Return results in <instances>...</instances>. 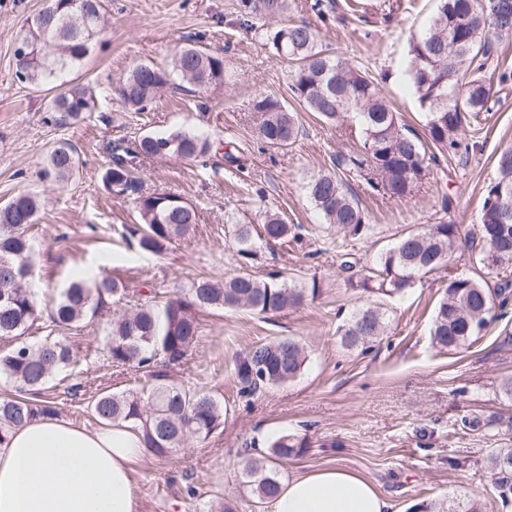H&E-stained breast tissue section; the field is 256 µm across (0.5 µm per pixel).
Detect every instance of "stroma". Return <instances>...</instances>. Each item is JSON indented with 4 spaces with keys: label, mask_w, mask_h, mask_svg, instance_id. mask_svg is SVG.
I'll return each instance as SVG.
<instances>
[{
    "label": "stroma",
    "mask_w": 512,
    "mask_h": 512,
    "mask_svg": "<svg viewBox=\"0 0 512 512\" xmlns=\"http://www.w3.org/2000/svg\"><path fill=\"white\" fill-rule=\"evenodd\" d=\"M315 2L288 0L287 18L308 22L323 48L366 67L402 122L424 134L423 113L403 73L409 38L431 16L436 0H361V16L349 10L348 0H330L332 9L323 15ZM44 4L0 0V203L26 191L41 198L29 234L42 309H50L78 266L106 269L133 290L102 316L68 330L79 364L55 379L60 419L96 428L88 403L97 391L150 384L148 371L134 375L113 367L103 351L108 324L134 307L136 289H152L163 301L193 278L243 269L260 278L277 272L320 289L317 298L274 315L199 313L196 346L167 373L171 381L216 397L226 415L207 439L188 442L164 459L146 455L137 465L143 512H219L224 500L237 512H270L269 503H253L240 482L242 450L246 439L284 432L307 437L310 446L282 468V480L339 463L372 479L391 512H437L443 504L475 500L482 512H512L486 466L490 453L512 448V393L504 390L512 380V307L462 348L440 351L430 343V322L448 274L469 272L468 253L457 252L449 269L418 279L402 299L387 303L385 333L369 351L341 344V327L359 304L347 286L350 272L365 271L405 231L447 219L467 230L478 224L496 158L512 149V83L500 91L477 147L442 158L411 195L387 199L350 181L375 227L374 235L351 240L326 228L304 185L329 171L337 151L358 141L299 104L288 61L266 45L264 34L238 27V0H104V32L69 77L71 84L93 87L99 107L66 126L49 112V92L28 88L15 76V40ZM188 44L223 55V83L195 96L169 86L144 111L126 110L114 90L118 78L141 63L168 65ZM261 93L294 113L300 135L293 145L275 149L259 138L253 102ZM175 129L208 135L209 153L195 160H145L143 190L183 197L199 222L162 255L141 254L118 234L121 225L138 221L134 198L111 194L102 183L108 146H129L143 133ZM61 140L75 147L79 170L68 183L55 185L43 180L42 170ZM446 193L454 199L449 211L442 205ZM268 211L297 226V235L261 246L256 258L244 260L234 227L260 224ZM346 257L354 264L349 272L341 267ZM280 336L304 344L303 372L293 382L241 397L235 355Z\"/></svg>",
    "instance_id": "1"
}]
</instances>
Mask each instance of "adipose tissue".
<instances>
[{
	"label": "adipose tissue",
	"mask_w": 512,
	"mask_h": 512,
	"mask_svg": "<svg viewBox=\"0 0 512 512\" xmlns=\"http://www.w3.org/2000/svg\"><path fill=\"white\" fill-rule=\"evenodd\" d=\"M146 447L127 427L88 429L58 419L16 428L0 445V512H142L135 467ZM271 512H389L358 473L336 465L288 480Z\"/></svg>",
	"instance_id": "1"
}]
</instances>
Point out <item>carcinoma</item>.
I'll return each mask as SVG.
<instances>
[{"label": "carcinoma", "instance_id": "1", "mask_svg": "<svg viewBox=\"0 0 512 512\" xmlns=\"http://www.w3.org/2000/svg\"><path fill=\"white\" fill-rule=\"evenodd\" d=\"M71 0H52V9L27 20L20 40L23 55L14 54L20 83L36 89L56 85L64 75L83 66L97 37L103 32L102 0H81L75 11ZM288 10V0H239L242 24L276 18ZM512 34V0H437L423 30L410 39V64L406 75L426 117L427 139L402 124L373 76L352 60L337 57L319 46L308 24L288 22L270 35L275 51L297 63L291 74L294 96L310 112L328 122L352 120L361 145L338 151L333 171L312 177L307 196L325 223L336 225L344 237L371 236L373 225L354 195L347 178L353 177L389 199L403 198L427 175L431 165L445 155H466L476 146L473 138L498 102L494 85L512 81V70L495 62L496 39ZM187 84L184 91L200 93L224 80V58L195 46H184L168 67L142 63L118 85L122 102L140 112L167 87L171 76ZM62 125L75 124L95 111L96 95L88 86L60 88L48 101ZM253 110L261 139L273 148L293 144L299 127L294 115L269 95L256 97ZM210 150L208 138L190 131L147 133L134 146H111V163L103 174L107 191L135 195L142 184L140 162L151 158L192 159ZM78 161L68 142L50 151L44 177L58 184L69 181ZM498 174L486 188L480 224L473 238L478 248L472 256L474 273L448 275V286L435 309L429 334L439 349H456L473 341L512 304V280L490 283V271L512 265V150L502 152ZM140 223L122 227L121 235L141 254L161 255L173 239L198 223L194 206L180 197L157 192L136 195ZM41 199L24 192L0 204V376L13 384V393L0 396V444L12 429L39 418L58 416L50 386L53 377L75 364L67 340L35 341L28 331L42 319L34 288L23 280L31 257L29 229L35 223ZM257 228L238 224L239 254L256 255ZM263 242L288 240L293 226L277 213H265ZM462 240V225L453 220L428 224L401 234L393 247L378 253L362 277L348 279L349 288L366 295L352 312L341 333L342 344L361 348L383 335L386 311L376 297L402 296L419 277L447 265ZM319 292L317 284L300 288L286 284L281 274L260 279L247 271L222 280L198 278L186 292L160 304L150 291L135 290V309L110 324L105 351L109 362L130 371L155 369L156 384L148 394L103 391L91 401L93 418L101 425H126L142 435L150 452L164 458L190 438L204 440L221 424L224 406L210 394L185 389L158 370L183 359L195 347L200 333L198 313L203 309L246 308L274 314L301 306ZM126 284L108 274L75 275L59 293L48 318L55 328L72 329L96 318L109 303L127 297ZM308 356L304 345L284 336L253 345L234 365L238 394L254 396L267 388L295 380ZM268 452L244 454L243 485L255 502L272 498L280 488L276 461L302 456L306 438L284 433L263 442L254 438L249 447ZM503 499L512 495V448H501L487 459Z\"/></svg>", "mask_w": 512, "mask_h": 512}]
</instances>
